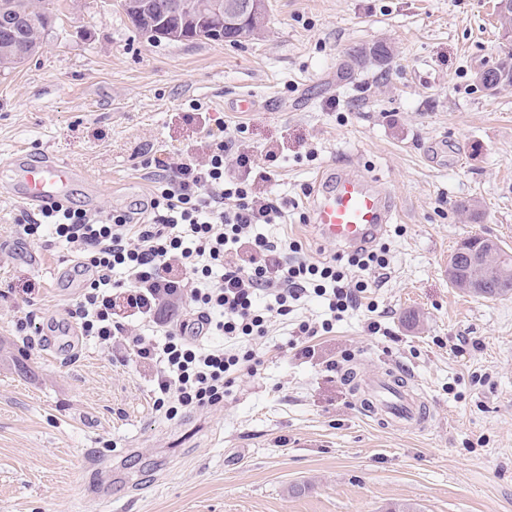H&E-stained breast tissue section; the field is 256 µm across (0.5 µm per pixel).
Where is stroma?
<instances>
[{"mask_svg": "<svg viewBox=\"0 0 512 512\" xmlns=\"http://www.w3.org/2000/svg\"><path fill=\"white\" fill-rule=\"evenodd\" d=\"M53 2L60 20L39 53L0 68V512H105L103 484L115 512H383L402 500L512 512V298L448 280L468 235L512 247V86L475 82L512 49L497 0H266L264 31L235 45L150 40L116 0ZM378 42L387 69L353 62ZM221 124L242 126L257 157L277 154L291 203L277 232L311 261L338 252L301 219L318 172L380 175L399 209L383 237L391 262L375 313L344 318L308 357L276 323L257 374L170 421L147 368L77 329L73 254L21 235L7 166L17 151L65 161L97 180L72 203L130 211L152 188L143 153L203 157ZM469 199L479 220L457 208ZM28 316L39 331L20 329ZM353 364L413 374L430 428L364 417L341 378Z\"/></svg>", "mask_w": 512, "mask_h": 512, "instance_id": "1", "label": "stroma"}]
</instances>
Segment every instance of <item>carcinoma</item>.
I'll return each instance as SVG.
<instances>
[{"label":"carcinoma","mask_w":512,"mask_h":512,"mask_svg":"<svg viewBox=\"0 0 512 512\" xmlns=\"http://www.w3.org/2000/svg\"><path fill=\"white\" fill-rule=\"evenodd\" d=\"M51 0H0V19L17 22V27L0 29V65L9 67L23 63L36 54L42 45V37L54 29L56 16L50 8ZM265 26V11H260L251 19L245 20L238 28L222 29V39L233 44L249 37ZM351 57L358 64L370 62L380 68L388 65L390 48L377 43L368 48L353 51ZM476 80L485 90H496L512 84V51H508L494 66L481 70ZM482 237L470 236L461 241L458 248L449 256L453 261L462 252L481 251ZM496 264L498 277L495 283L473 290V294L488 300L512 297V249L496 244Z\"/></svg>","instance_id":"cac0c4a2"}]
</instances>
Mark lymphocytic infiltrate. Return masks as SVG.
<instances>
[{"label":"lymphocytic infiltrate","mask_w":512,"mask_h":512,"mask_svg":"<svg viewBox=\"0 0 512 512\" xmlns=\"http://www.w3.org/2000/svg\"><path fill=\"white\" fill-rule=\"evenodd\" d=\"M234 142L210 136L205 159L176 164L145 155L154 185L140 216L64 205L18 220L23 236L48 232L69 246L88 274L71 312L82 335L120 363L149 367L154 404L170 420L223 403L238 374L261 365L257 343L274 321L311 299L324 316L297 323L291 342L305 354L350 312H376L371 277L390 263L384 244L312 262L300 241L262 232L288 217L286 197L254 190L274 181L275 156L257 160Z\"/></svg>","instance_id":"obj_1"}]
</instances>
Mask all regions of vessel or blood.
<instances>
[{
	"mask_svg": "<svg viewBox=\"0 0 512 512\" xmlns=\"http://www.w3.org/2000/svg\"><path fill=\"white\" fill-rule=\"evenodd\" d=\"M16 173L20 200L35 211L66 204L77 186H95L84 172L50 156L24 160ZM309 207L319 236L343 249L371 244L397 217L387 185L354 168L320 172ZM347 378L365 416L401 431L428 428V407L409 393L407 376L389 372L373 380L351 372Z\"/></svg>",
	"mask_w": 512,
	"mask_h": 512,
	"instance_id": "obj_1",
	"label": "vessel or blood"
}]
</instances>
